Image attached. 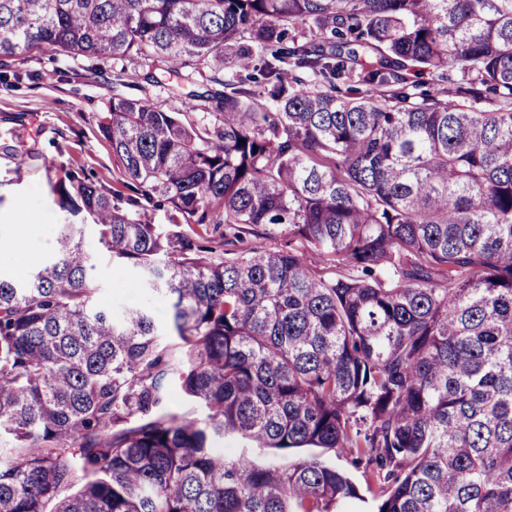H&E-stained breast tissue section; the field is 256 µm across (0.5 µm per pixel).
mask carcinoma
<instances>
[{
  "mask_svg": "<svg viewBox=\"0 0 512 512\" xmlns=\"http://www.w3.org/2000/svg\"><path fill=\"white\" fill-rule=\"evenodd\" d=\"M33 48L224 90L181 112L112 97L98 129L129 194L52 186L166 300L168 337L99 303L81 224L0 277V512L358 496L318 454L228 459L227 432L354 456L383 482L375 512H512V0H0V59ZM426 73L448 98L412 92ZM156 197L224 235L133 217ZM176 385L205 421L169 410Z\"/></svg>",
  "mask_w": 512,
  "mask_h": 512,
  "instance_id": "1",
  "label": "carcinoma"
}]
</instances>
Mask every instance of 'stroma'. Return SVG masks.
Masks as SVG:
<instances>
[{
    "label": "stroma",
    "instance_id": "obj_1",
    "mask_svg": "<svg viewBox=\"0 0 512 512\" xmlns=\"http://www.w3.org/2000/svg\"><path fill=\"white\" fill-rule=\"evenodd\" d=\"M13 69L27 78L13 88L0 84V243L14 238L13 213L26 205L30 221L36 222L33 237L22 242L21 252L0 250V273L23 277L29 268L45 259L56 244L62 211L50 189L51 182L68 173L89 177L122 189L123 178L112 148L98 131V119L108 112L115 78L124 81L123 94L148 100L163 109L180 110L182 101L172 95L169 76L149 81L147 65L140 58L119 57L103 64L98 76H90L91 62L83 56L50 50H33L17 57ZM82 225L86 249L93 254L92 276L100 288L99 300L110 311L140 305L165 325L168 305L152 292L141 275L113 265L97 242L95 228L83 215L72 218ZM215 448L227 456H247L263 466H279L285 458L268 448H259L238 433L215 438ZM327 462L347 471L360 496L340 503L338 512H371L375 480L353 468L342 453H330Z\"/></svg>",
    "mask_w": 512,
    "mask_h": 512
}]
</instances>
